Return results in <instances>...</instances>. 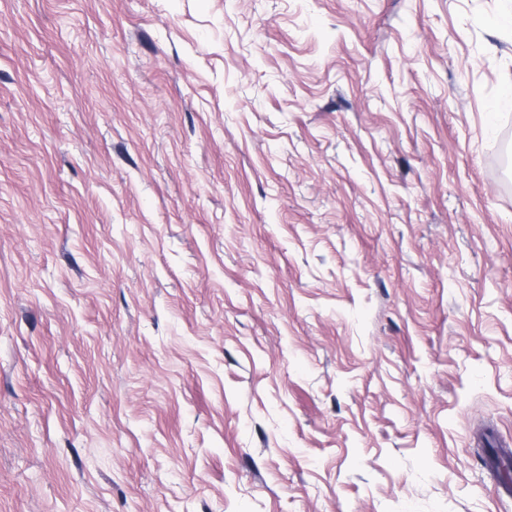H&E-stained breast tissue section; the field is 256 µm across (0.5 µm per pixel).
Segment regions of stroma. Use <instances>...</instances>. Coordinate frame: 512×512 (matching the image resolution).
I'll list each match as a JSON object with an SVG mask.
<instances>
[{
    "label": "stroma",
    "instance_id": "stroma-1",
    "mask_svg": "<svg viewBox=\"0 0 512 512\" xmlns=\"http://www.w3.org/2000/svg\"><path fill=\"white\" fill-rule=\"evenodd\" d=\"M512 0H0V512H512Z\"/></svg>",
    "mask_w": 512,
    "mask_h": 512
}]
</instances>
